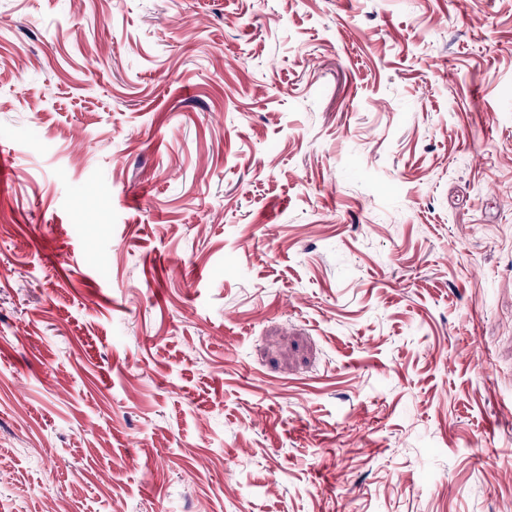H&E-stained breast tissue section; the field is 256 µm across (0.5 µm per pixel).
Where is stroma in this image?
<instances>
[{
    "mask_svg": "<svg viewBox=\"0 0 512 512\" xmlns=\"http://www.w3.org/2000/svg\"><path fill=\"white\" fill-rule=\"evenodd\" d=\"M0 512H512V0H0Z\"/></svg>",
    "mask_w": 512,
    "mask_h": 512,
    "instance_id": "obj_1",
    "label": "stroma"
}]
</instances>
